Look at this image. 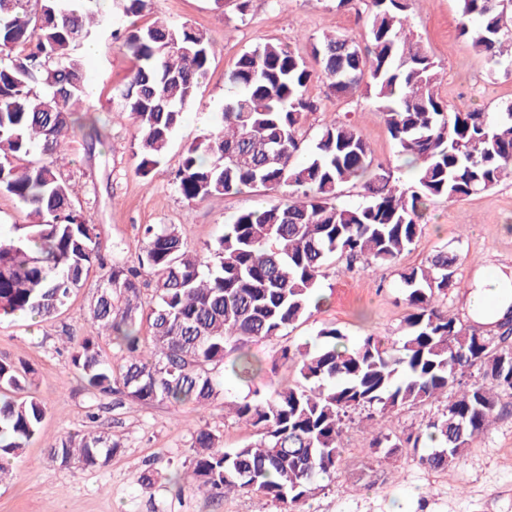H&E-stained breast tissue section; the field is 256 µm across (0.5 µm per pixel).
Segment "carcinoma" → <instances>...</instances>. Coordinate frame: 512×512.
Here are the masks:
<instances>
[{
  "label": "carcinoma",
  "mask_w": 512,
  "mask_h": 512,
  "mask_svg": "<svg viewBox=\"0 0 512 512\" xmlns=\"http://www.w3.org/2000/svg\"><path fill=\"white\" fill-rule=\"evenodd\" d=\"M0 0V194L12 197L28 223L0 237V317L48 319L101 270L90 308L92 331L72 347L70 362L94 396L120 393L143 403L209 408L224 394V375L251 381L262 366L246 346L279 336L318 309L324 269L334 259L367 270L395 262L422 234V212L434 199L476 196L512 178V104L488 112L448 106L436 91L438 64L414 37L408 0H369L366 45L326 34L307 61L289 46L266 42L242 52L216 124L186 148L176 171L191 203L254 187L286 193V202L237 214L208 247L185 246L173 225L144 229L134 265L105 267L96 228L75 213L61 172L74 115L88 94L81 51L112 21L98 0ZM460 35L492 67L512 69V0H457ZM149 0H113L119 18L142 15ZM132 61L120 89V112L135 127L136 172L148 177L164 158L183 114L198 98L209 66L205 35L182 24H130L121 44ZM320 82L338 98L371 96L392 139L414 169L406 187L349 122L324 125L304 163L309 94ZM40 153L37 160L30 159ZM364 182V200L337 204L341 189ZM460 258L445 249L401 273L406 288L404 336L388 345L369 334L350 347L334 326L317 348L282 351L297 379L268 397L233 407L255 439L238 448L206 427L194 431L192 467L174 483L209 495L255 492L287 512L340 466L341 424L350 413L382 414L423 404L454 390L441 409L405 441L378 431L370 449L411 454L429 470L454 464L503 410L512 394V317L494 337L466 326L438 299L456 285ZM153 285L144 309L141 288ZM147 325L149 336L142 335ZM118 342V361L99 340ZM507 357L501 363L500 357ZM476 367L481 378L462 381ZM29 369L0 359V461L20 455L46 416L34 396L21 397ZM119 441L101 434L48 447L62 467L106 463Z\"/></svg>",
  "instance_id": "cac0c4a2"
}]
</instances>
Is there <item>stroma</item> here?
Masks as SVG:
<instances>
[{"mask_svg": "<svg viewBox=\"0 0 512 512\" xmlns=\"http://www.w3.org/2000/svg\"><path fill=\"white\" fill-rule=\"evenodd\" d=\"M409 14L415 35L441 68L437 93L443 101L482 112L512 103V72L491 68L459 36L456 0H411ZM366 16L364 0L347 7L338 0H251L243 15L237 0H150L140 24L158 20L203 30L210 62L196 104L174 133L164 160L146 178L135 170L134 129L116 117L117 89L130 63L119 40L109 35L98 40L96 56L83 59L92 95L81 107L84 127L69 136L63 175L77 213L99 233L106 263L136 262L146 225H175L187 248L199 251L223 235L238 213L283 203L282 194L258 188L191 205L173 174L187 146L211 128L223 108L227 74L242 51L273 40L307 58L324 34L364 38ZM311 93L319 109L308 116L307 141H314L325 122H351L374 161L390 167L401 183L412 184L413 173L371 99L346 100L322 86ZM423 222L411 251L392 266L349 272L344 265L329 264L319 282L320 310L280 336L250 343L263 372L249 383L226 377L223 398L203 412L190 404L173 408L118 395L96 398L83 390L70 354L74 341L90 330L98 270H91L83 288L53 318L0 319V358L31 368L30 391L47 410L40 433L8 463V475L0 480V512H280L279 505L253 493L211 498L178 487L171 476L188 467L198 426L219 432L228 448L249 442V431L224 407L293 380V367L280 359L282 348L317 345L318 332L327 325L339 328L351 346L372 333L400 341L408 313L400 274L425 264L435 250L460 254L459 285L449 288L443 306L463 324L474 325L466 302L471 283L488 271L512 270V183L469 198L434 200ZM87 432L120 439L121 448L104 466L63 468L48 454V444ZM369 439L364 415H355L343 430L338 471L317 482L300 512H390L395 505L403 512H512V414L498 416L442 471L427 470L410 455L371 453ZM145 474L152 478L146 491L139 485Z\"/></svg>", "mask_w": 512, "mask_h": 512, "instance_id": "obj_1", "label": "stroma"}]
</instances>
